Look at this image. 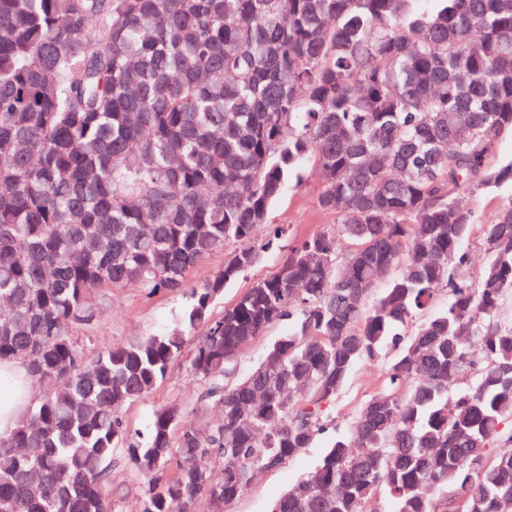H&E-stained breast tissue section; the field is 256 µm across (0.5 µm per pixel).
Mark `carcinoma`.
<instances>
[{
  "mask_svg": "<svg viewBox=\"0 0 512 512\" xmlns=\"http://www.w3.org/2000/svg\"><path fill=\"white\" fill-rule=\"evenodd\" d=\"M505 131L512 0H0V362L40 388L0 434V512H118L116 459L137 512H224L335 428L357 364L388 350L348 432L269 512H512V195L475 283L459 201L512 188V161L490 165ZM309 160L336 225L255 245ZM280 242L277 271L210 317ZM126 284L185 293L181 325L81 345ZM198 329L189 368L220 421L185 425L175 403L128 436L124 407ZM231 248H233V246L206 255L190 272L188 277L189 286H196L204 282L215 272L220 270L224 266L225 253ZM289 329L288 321H283L271 326L263 334L253 339L238 358L237 374L241 376L247 373L266 348L280 336L287 334ZM110 486L119 507L126 512H136L138 486L126 461L118 459L113 463Z\"/></svg>",
  "mask_w": 512,
  "mask_h": 512,
  "instance_id": "cac0c4a2",
  "label": "carcinoma"
}]
</instances>
